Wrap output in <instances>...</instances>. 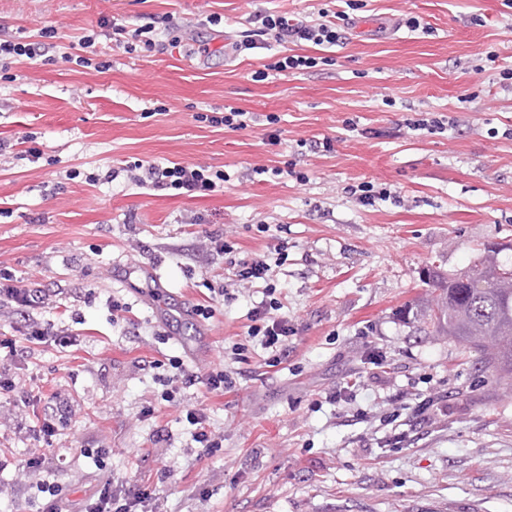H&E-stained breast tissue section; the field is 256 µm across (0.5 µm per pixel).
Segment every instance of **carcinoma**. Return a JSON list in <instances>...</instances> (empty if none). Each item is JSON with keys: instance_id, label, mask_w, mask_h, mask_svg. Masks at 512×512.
Returning a JSON list of instances; mask_svg holds the SVG:
<instances>
[{"instance_id": "carcinoma-1", "label": "carcinoma", "mask_w": 512, "mask_h": 512, "mask_svg": "<svg viewBox=\"0 0 512 512\" xmlns=\"http://www.w3.org/2000/svg\"><path fill=\"white\" fill-rule=\"evenodd\" d=\"M436 295L428 307L435 331L479 354L484 365L512 377V266L494 256L464 273L426 274Z\"/></svg>"}]
</instances>
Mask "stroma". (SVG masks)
I'll list each match as a JSON object with an SVG mask.
<instances>
[{"mask_svg": "<svg viewBox=\"0 0 512 512\" xmlns=\"http://www.w3.org/2000/svg\"><path fill=\"white\" fill-rule=\"evenodd\" d=\"M324 11L344 43L309 48L316 67L273 71L283 48L261 15ZM117 15L161 44L113 48L103 73L73 63ZM184 24L208 53L171 46ZM0 38L39 46L12 65L17 81L0 78V275L39 297L0 305V340L16 344L0 349L16 384L0 393V455H46L44 474L0 472V512H41L44 478L73 504L106 479L145 485L151 512H512V390L400 316L430 298L429 266L452 274L493 246L512 258V0H0ZM232 109L246 127L212 124ZM427 112L457 124L407 127ZM133 157L226 179L176 196L132 180ZM240 259L269 264L268 283L239 281ZM144 265L173 303L210 308L201 358L164 334ZM268 285L294 328L272 367L248 334ZM35 327L77 344L26 341ZM375 352L383 388L367 377ZM175 360L226 370L233 392L180 383L164 396ZM197 407L223 454L199 458L185 419ZM50 411L63 432L47 448L29 428Z\"/></svg>", "mask_w": 512, "mask_h": 512, "instance_id": "1", "label": "stroma"}]
</instances>
